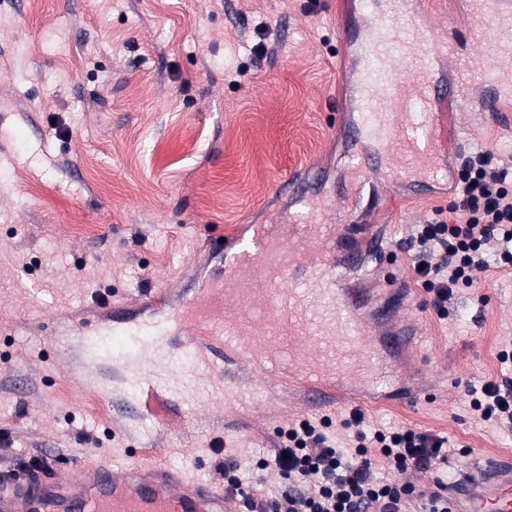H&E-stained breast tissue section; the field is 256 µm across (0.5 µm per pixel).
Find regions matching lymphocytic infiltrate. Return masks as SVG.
<instances>
[{
  "mask_svg": "<svg viewBox=\"0 0 512 512\" xmlns=\"http://www.w3.org/2000/svg\"><path fill=\"white\" fill-rule=\"evenodd\" d=\"M417 282L432 298L439 315H447L456 290L473 285L472 271L494 259L512 268V166L497 162L491 150L469 156L454 177V199L435 213L412 237ZM437 263H429V255ZM471 407L481 418L512 425V379L486 383L473 391ZM331 417L301 420L277 427L278 445L259 458L256 470L276 472L274 492L244 491L232 458L218 463L224 488L240 494L248 512H448V498L417 489L418 471H440L448 464V441L411 428L369 427L353 411L341 424L355 428L354 451L344 454L330 445ZM384 464L386 478L376 476Z\"/></svg>",
  "mask_w": 512,
  "mask_h": 512,
  "instance_id": "f902f5d3",
  "label": "lymphocytic infiltrate"
}]
</instances>
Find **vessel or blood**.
Instances as JSON below:
<instances>
[{"label": "vessel or blood", "instance_id": "1", "mask_svg": "<svg viewBox=\"0 0 512 512\" xmlns=\"http://www.w3.org/2000/svg\"><path fill=\"white\" fill-rule=\"evenodd\" d=\"M472 25L493 45L502 69L489 74L483 108L496 111L512 97V0H471ZM370 24L355 34L361 64L360 125L367 146L359 166L403 160L395 176L442 169L433 109L456 101L457 84L424 68L409 79L396 62L416 60L417 49L436 41L426 16H407L398 0H371ZM224 282L198 294L170 321L135 325L142 336L138 354L126 358L130 383L145 402L156 399L160 381L145 359L159 355L167 369L193 364L209 375L225 399L249 405L257 378L280 385L297 382L304 411L315 413L342 399L349 408L361 398L335 381L336 364L363 352L370 369L378 349L366 342L367 322L354 303L334 286L336 236L326 224L257 225L251 238L227 240ZM303 280V289L282 290L285 280ZM314 337L313 353L301 340ZM154 451L141 448L138 462L118 472L82 459L68 461L64 472L39 473L0 490V512H238L237 499L184 471L163 467ZM448 512H512V457L495 459L474 479L460 480L448 499Z\"/></svg>", "mask_w": 512, "mask_h": 512}]
</instances>
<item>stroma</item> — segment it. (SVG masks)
<instances>
[{
  "label": "stroma",
  "instance_id": "35a3bbf8",
  "mask_svg": "<svg viewBox=\"0 0 512 512\" xmlns=\"http://www.w3.org/2000/svg\"><path fill=\"white\" fill-rule=\"evenodd\" d=\"M405 3L437 31L456 25L472 53L461 101L435 114L446 168L422 190L356 167L359 66L341 39L365 23V0H0V433L13 452L132 465L141 439L114 436L90 405L134 399L127 368L94 357L100 391H84L69 373L80 351L55 350L53 337L96 326L122 345L113 303L165 321L223 266L211 242L305 214L291 179L356 260L338 268L337 286L363 313L386 310L417 328L415 350L380 351L382 380L341 377L372 398L371 425L461 449L416 484H451L512 454V427L470 407L473 389L512 377L498 359L512 343V270H474L442 317L414 279L409 243L414 225L448 207L472 152L512 162V100L499 116L482 110L494 49L469 35L466 0ZM370 237L387 252L366 251ZM149 291L162 300L141 302ZM172 380L166 417L189 444L159 449V461L216 478L219 453L197 422L215 414L251 489L274 429L201 396L191 368Z\"/></svg>",
  "mask_w": 512,
  "mask_h": 512
}]
</instances>
